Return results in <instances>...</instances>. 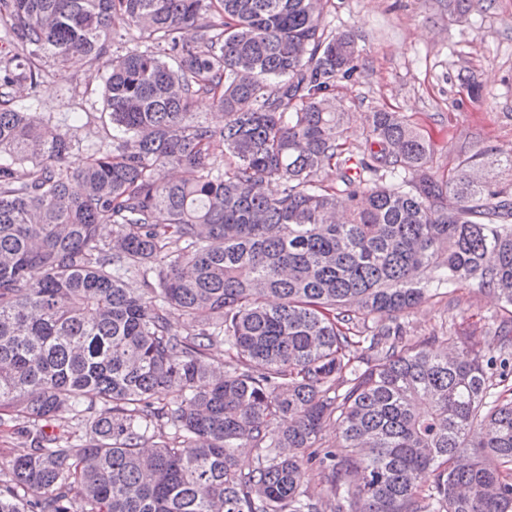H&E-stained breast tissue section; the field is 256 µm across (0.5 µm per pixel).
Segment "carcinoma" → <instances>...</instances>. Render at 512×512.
I'll return each instance as SVG.
<instances>
[{"instance_id": "obj_1", "label": "carcinoma", "mask_w": 512, "mask_h": 512, "mask_svg": "<svg viewBox=\"0 0 512 512\" xmlns=\"http://www.w3.org/2000/svg\"><path fill=\"white\" fill-rule=\"evenodd\" d=\"M325 6L0 0V416L30 448L0 512H320L310 469L336 512H512V331L450 356L399 321L470 284L512 306V189L481 150L436 179L398 112L355 158L334 90L356 42ZM76 58L112 126L77 163L7 93ZM65 414L85 443L49 432Z\"/></svg>"}]
</instances>
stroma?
<instances>
[{
  "instance_id": "1",
  "label": "stroma",
  "mask_w": 512,
  "mask_h": 512,
  "mask_svg": "<svg viewBox=\"0 0 512 512\" xmlns=\"http://www.w3.org/2000/svg\"><path fill=\"white\" fill-rule=\"evenodd\" d=\"M324 24L352 31L359 50L356 72L335 88L350 150L364 146L370 113L387 109L431 139L437 176L483 150L492 161L489 178L512 182V172L495 164L512 155V0H329ZM104 76L101 64L78 60L51 69L37 95L18 100L55 123L78 113L71 133L85 146L98 141L106 121ZM509 319L512 307L474 285L403 317L408 344L446 332L473 337L487 355L498 353L499 325Z\"/></svg>"
}]
</instances>
